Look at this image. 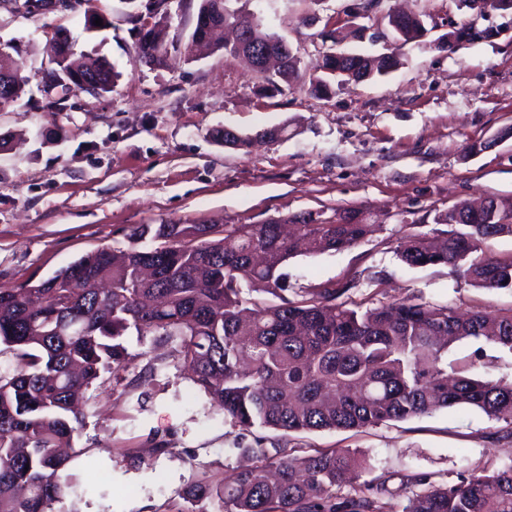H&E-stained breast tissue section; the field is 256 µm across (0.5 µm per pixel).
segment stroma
<instances>
[{
    "label": "stroma",
    "mask_w": 512,
    "mask_h": 512,
    "mask_svg": "<svg viewBox=\"0 0 512 512\" xmlns=\"http://www.w3.org/2000/svg\"><path fill=\"white\" fill-rule=\"evenodd\" d=\"M105 29L83 13L15 16L0 9V43L28 79L0 107V288L39 281L102 248L128 247L137 224H260L304 213L347 211L378 230L336 252L298 255L282 271L288 299L307 288L349 287L364 306L415 297L459 312L512 314V289L468 285L449 267L410 268L401 237L434 229V216L463 200L512 197V10L471 0H247L264 28L288 42L299 76L264 91L243 58L216 51L170 54L152 66L137 45L132 0H102ZM410 10L427 32L395 38L389 14ZM470 25L473 35L451 34ZM67 29L77 50L119 74L111 92H71L61 104L40 91L45 31ZM394 54L396 70L316 94L311 80L326 50ZM283 128L282 137L261 138ZM253 137L247 148L222 129ZM146 410L111 386L85 393L86 424L73 441L98 489L61 512H181L196 480L213 484L243 464L241 449L271 447L276 432L243 430L212 417L210 399L187 379L170 347ZM301 454L346 448L368 455L360 481L389 475L396 504L410 490L404 469L457 480L512 456V426L467 407L360 430L297 435Z\"/></svg>",
    "instance_id": "1"
}]
</instances>
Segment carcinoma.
<instances>
[{
  "label": "carcinoma",
  "mask_w": 512,
  "mask_h": 512,
  "mask_svg": "<svg viewBox=\"0 0 512 512\" xmlns=\"http://www.w3.org/2000/svg\"><path fill=\"white\" fill-rule=\"evenodd\" d=\"M233 0H200L196 23L185 45L161 43L157 27L140 31L139 50L147 63L161 65L169 50L191 55L211 46L212 23L230 27L258 49L280 39L259 21L231 6ZM406 39L425 35L420 15L389 17ZM47 41L56 60L60 92L73 76L99 78L112 91L116 74L106 61L74 59L64 27ZM400 65L392 54L325 55L313 88L335 81L384 76ZM13 72L10 101L25 92L26 80L9 52L0 48V69ZM298 75L297 58L286 53L267 89L281 90ZM434 221L446 231L403 237L398 258L409 267L445 265L471 285L512 288V259L483 253L485 240L512 236V198L492 196L478 210L447 209ZM303 232L287 237L280 222L233 224H138L125 250L102 248L35 284L0 288V512H57L55 505L78 491L72 447L86 413L78 395L108 374L115 384L138 357L126 345L167 343L192 383L211 399L224 421L243 430L258 426L278 432L273 448L246 447L252 466L224 483L190 484L184 499L206 501L213 512H512V456L491 473L432 481L406 470L413 487L401 510L392 503L388 478L379 476L342 493L346 471L364 469L344 448L316 449L298 457L291 438L298 433L364 429L469 406L512 426V380L480 372L477 348L467 366L448 369L455 343L480 341L512 353V315L459 313L445 306L403 300L365 307L341 299L347 288H311L290 300L281 267L297 255L352 247L376 232L354 211L326 224L308 214ZM157 247H142L146 239ZM107 282L101 291L94 284ZM261 284L278 303L249 304L243 285ZM158 367L148 361L128 386L141 390L144 407Z\"/></svg>",
  "instance_id": "obj_1"
}]
</instances>
